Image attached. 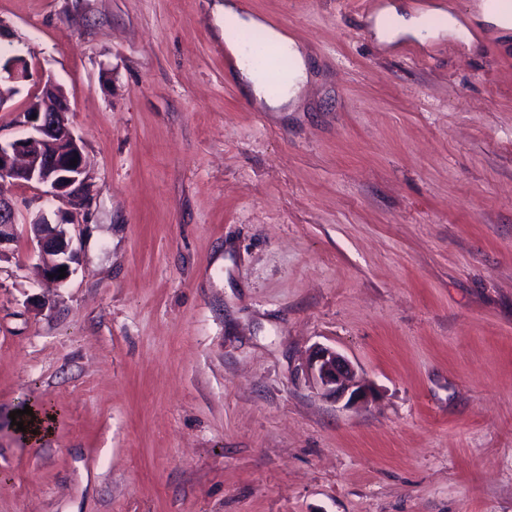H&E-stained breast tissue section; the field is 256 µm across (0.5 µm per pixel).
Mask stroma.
I'll return each instance as SVG.
<instances>
[{"label":"stroma","instance_id":"stroma-1","mask_svg":"<svg viewBox=\"0 0 512 512\" xmlns=\"http://www.w3.org/2000/svg\"><path fill=\"white\" fill-rule=\"evenodd\" d=\"M242 2L309 48L297 111L234 80L224 0H0L90 184L58 284L29 223L66 205L0 187V512H512V35ZM317 345L367 406L311 388ZM443 20L435 29L429 28V15L400 13L396 3H390L377 14L374 25L381 42L394 43L400 39H415L421 43L433 36H456L461 40L468 38L467 29L451 14L439 13ZM15 224L17 221L14 206L0 188V246L12 240ZM306 374L312 386L325 398L359 408L369 403L372 391L354 365L329 347L314 348L307 359Z\"/></svg>","mask_w":512,"mask_h":512}]
</instances>
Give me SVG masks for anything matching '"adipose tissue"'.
<instances>
[{"label":"adipose tissue","instance_id":"adipose-tissue-1","mask_svg":"<svg viewBox=\"0 0 512 512\" xmlns=\"http://www.w3.org/2000/svg\"><path fill=\"white\" fill-rule=\"evenodd\" d=\"M224 46L235 61V77L257 108L266 112H292L301 104V92L308 80L310 58L307 49L282 31L265 28L271 45L285 51L292 61L287 80L277 91H270L263 71L246 60V53L236 35L247 28H258L262 21L248 12L240 0H224ZM375 30L380 41L393 43L401 39L426 41L434 35L448 34L467 39V29L452 15H444L438 26H430L425 15L399 12L392 0L377 14ZM263 27V26H262Z\"/></svg>","mask_w":512,"mask_h":512}]
</instances>
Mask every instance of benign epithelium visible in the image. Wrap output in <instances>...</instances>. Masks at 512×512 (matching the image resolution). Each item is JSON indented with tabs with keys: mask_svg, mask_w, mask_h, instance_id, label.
<instances>
[{
	"mask_svg": "<svg viewBox=\"0 0 512 512\" xmlns=\"http://www.w3.org/2000/svg\"><path fill=\"white\" fill-rule=\"evenodd\" d=\"M33 78L27 57L0 53V112L19 92V84ZM43 101L22 113L26 132L11 141H0V183L13 182L45 187V194L69 207V219L51 224L43 218L30 223L39 249V272L58 279L59 269L72 274L76 251L67 226L89 199V185L82 141L72 132L67 114L70 106L62 87L52 78L40 76ZM77 164L70 165L71 160ZM17 224L10 199L0 191V246L13 238ZM306 374L312 386L324 397L346 408L369 403L372 391L354 365L336 350L318 346L307 359Z\"/></svg>",
	"mask_w": 512,
	"mask_h": 512,
	"instance_id": "obj_1",
	"label": "benign epithelium"
}]
</instances>
